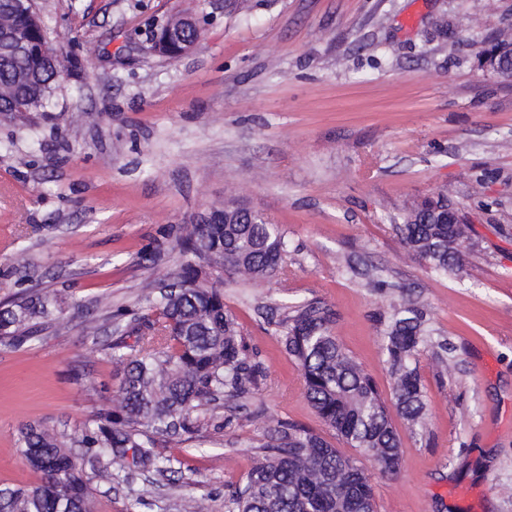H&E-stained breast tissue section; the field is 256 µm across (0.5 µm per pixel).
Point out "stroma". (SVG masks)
I'll use <instances>...</instances> for the list:
<instances>
[{
    "label": "stroma",
    "mask_w": 512,
    "mask_h": 512,
    "mask_svg": "<svg viewBox=\"0 0 512 512\" xmlns=\"http://www.w3.org/2000/svg\"><path fill=\"white\" fill-rule=\"evenodd\" d=\"M67 71L51 118L0 116V275L16 247L25 287L63 312L39 339L0 346V488L40 480L20 425L65 438L111 410L120 369L95 337L142 309L182 258L163 228L230 200L288 242V274L224 275V302L264 369L244 398L159 438L170 471L93 482L97 512H225L281 421L334 440L267 320L318 299L345 351L389 394L385 325L411 293L431 336L416 357L421 423L395 418L396 475L372 473L377 512H512V79L479 53L512 28V0H34ZM175 14L203 34L152 50ZM445 194L476 243L440 273L408 252L402 210ZM387 281L385 289L371 283Z\"/></svg>",
    "instance_id": "1"
}]
</instances>
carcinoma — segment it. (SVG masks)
I'll return each mask as SVG.
<instances>
[{"mask_svg": "<svg viewBox=\"0 0 512 512\" xmlns=\"http://www.w3.org/2000/svg\"><path fill=\"white\" fill-rule=\"evenodd\" d=\"M7 29L30 42L45 30L33 27L23 0H0ZM62 79L28 56H0V114L23 123L46 113ZM436 200L405 208L396 225L401 241L432 269L443 273L462 265L454 244L465 225L439 224ZM228 224L169 227L184 257L175 282L147 298L145 312L114 315L115 331L136 336L102 344L105 355L122 365L112 412L81 431L79 443L90 468L77 461L54 430L28 423L18 430L17 448L41 473L31 487L0 488V512H94L90 484L112 482L129 462L156 460L157 437L177 429L198 431L199 413L223 398L249 393L264 376L250 359L239 324L224 307V268L251 277L287 273L288 241L278 227L257 215L240 216L238 203L222 207ZM58 297L43 288H24L0 302V345L19 349L57 320ZM335 313L318 299L289 307L274 322L288 356L300 367L305 397L317 417L346 445L359 450L386 474L398 471L402 441L374 379L342 348L332 331ZM423 311L407 302L395 311L383 344L394 379L396 413L416 424L425 411L412 357L425 343ZM132 458H127V452ZM262 460L243 483L225 496L226 512H375L373 488L364 469L306 427L278 423L259 445Z\"/></svg>", "mask_w": 512, "mask_h": 512, "instance_id": "1", "label": "carcinoma"}]
</instances>
